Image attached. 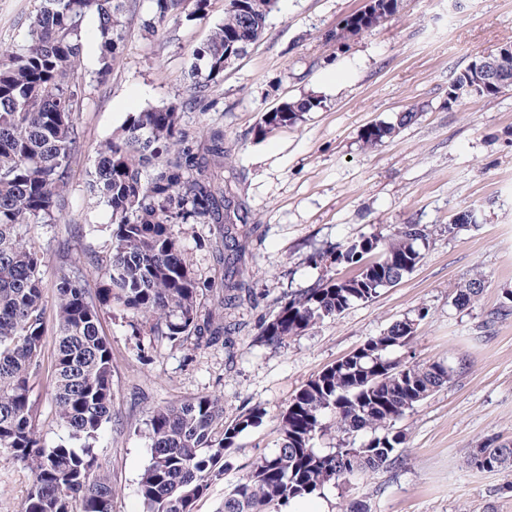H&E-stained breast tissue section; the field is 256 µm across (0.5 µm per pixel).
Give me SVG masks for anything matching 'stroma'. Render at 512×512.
Returning a JSON list of instances; mask_svg holds the SVG:
<instances>
[{"mask_svg":"<svg viewBox=\"0 0 512 512\" xmlns=\"http://www.w3.org/2000/svg\"><path fill=\"white\" fill-rule=\"evenodd\" d=\"M39 5L0 0V42H22ZM363 5L278 0L259 42L213 84L215 109L187 115L224 129L231 155L219 174L232 177L250 216L243 260L257 302L236 313L241 329L231 357L220 344L175 342L104 315L114 403L94 452L118 490L113 512H146L138 483L150 460L153 408L211 395L223 399L228 420L266 409L261 426L238 435L231 467L194 506L219 512L229 485L275 452L278 417L295 394L407 317L419 325L399 355L413 363L445 361L453 376L397 421L405 438L400 469L327 485L320 500L328 512H342L355 497L367 500L371 512H512V468L479 472L465 464L489 440H512V315L485 324L512 291V87L448 105L449 78L512 41V0H401L399 12L377 27L332 40ZM150 12L151 0H137L121 59L105 85L88 88L77 114L84 152L67 223L84 221L85 169L101 142L132 114L182 93L193 50L224 19V0H211L205 18L166 21L152 37L140 29ZM306 96L320 104L295 126L261 131L263 113ZM413 107L417 116L392 137L363 143L365 128ZM465 210L478 212V224L449 235L448 223ZM401 224L429 225L431 236L422 261L398 284L284 344L259 340L261 322L292 292L352 275L343 265L314 264L315 252L385 237ZM217 235V225L188 224L181 238L205 282L224 268L197 242ZM474 282L483 288L479 300L456 308L452 292ZM33 484L31 470L0 449V512H21Z\"/></svg>","mask_w":512,"mask_h":512,"instance_id":"35a3bbf8","label":"stroma"}]
</instances>
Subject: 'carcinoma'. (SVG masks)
<instances>
[{
	"label": "carcinoma",
	"instance_id": "carcinoma-1",
	"mask_svg": "<svg viewBox=\"0 0 512 512\" xmlns=\"http://www.w3.org/2000/svg\"><path fill=\"white\" fill-rule=\"evenodd\" d=\"M141 30L153 36L168 19L183 13L186 0H151ZM277 0H227L224 20L205 45L194 50L182 95L129 117L111 135L85 171L88 209H105L109 253L72 240L94 225L67 224L69 187L82 153L83 133L75 116L87 82L106 84L122 56L133 0H43L30 16L26 42L0 45V448L33 472V488L22 512H112L116 493L93 448L112 419V348L102 334V317L118 311L132 327L150 322L172 341L194 338L198 345L234 348L240 324L235 311L257 301L243 268L238 224L247 223L240 204L224 189L216 169L231 148L220 127L186 120L208 112L212 82L247 53L263 35ZM97 19L96 64L84 65L86 23ZM237 37L234 46L227 37ZM448 83L453 104L483 86L490 97L512 87V42L478 58ZM320 105L314 98L286 101L264 114L262 126L288 127ZM416 112L397 123L381 122L364 132L373 145L390 137ZM38 224L64 225L52 245L31 235ZM185 224H221V241L199 247L224 261V278L199 282L181 246ZM426 224H402L377 240L373 277L329 278L315 288L293 292L278 313L260 325L262 341L273 346L315 324L334 319L355 302H367L382 288L410 274L422 259ZM350 264L364 258L361 240L336 248ZM56 288L57 330L49 364L45 361L46 277ZM100 281L93 290L87 277ZM481 288L460 289L459 309L472 307ZM225 316L202 311L206 294ZM416 320L393 322L365 344L371 357L344 356L312 378L280 415V444L239 478L221 512H284L291 502L326 485L403 465V435L394 430L406 412L448 384L453 370L437 360L406 365L393 352L410 343ZM50 375L52 400L67 441L48 448L39 431L33 385L42 369ZM255 407L224 422L216 396L177 401L150 411V462L139 494L147 512H193L194 503L224 475L237 435L263 422ZM334 428L358 447L328 453L314 437ZM466 465L495 471L512 465V441H488L473 449Z\"/></svg>",
	"mask_w": 512,
	"mask_h": 512
}]
</instances>
